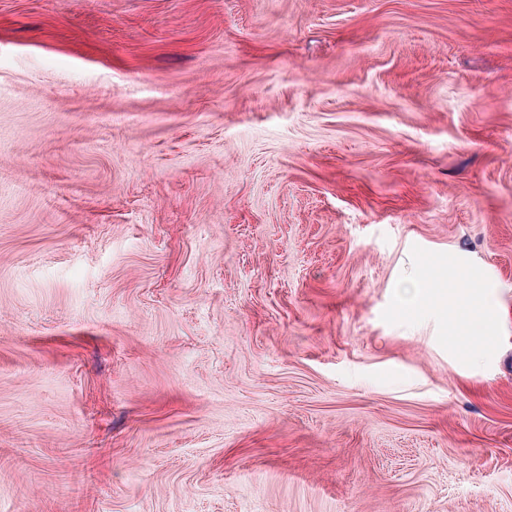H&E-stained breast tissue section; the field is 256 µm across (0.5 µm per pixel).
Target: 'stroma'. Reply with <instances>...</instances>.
<instances>
[{
  "instance_id": "1",
  "label": "stroma",
  "mask_w": 512,
  "mask_h": 512,
  "mask_svg": "<svg viewBox=\"0 0 512 512\" xmlns=\"http://www.w3.org/2000/svg\"><path fill=\"white\" fill-rule=\"evenodd\" d=\"M0 512H512V0H0Z\"/></svg>"
}]
</instances>
